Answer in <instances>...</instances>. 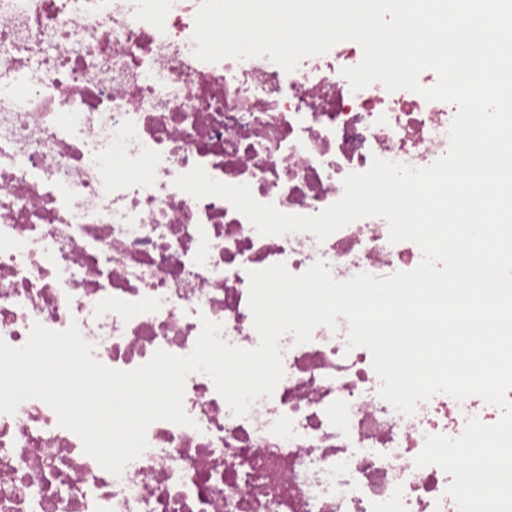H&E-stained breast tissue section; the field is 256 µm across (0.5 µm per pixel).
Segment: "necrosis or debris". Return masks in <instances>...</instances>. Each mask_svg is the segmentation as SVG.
Masks as SVG:
<instances>
[{
    "mask_svg": "<svg viewBox=\"0 0 512 512\" xmlns=\"http://www.w3.org/2000/svg\"><path fill=\"white\" fill-rule=\"evenodd\" d=\"M203 0H0V339L33 324H78L93 355L134 369L157 350L189 354L202 320L230 344L259 336L252 270L332 277L415 269L411 241L386 219L354 221L324 242L259 234L227 200L174 186L195 166L256 201L310 216L373 158L424 168L446 154L454 104L343 76V44L291 72L269 57L195 55ZM348 323L311 341L279 340L271 397L234 415L212 380L190 374L193 426L153 422L121 475L83 451L43 401L0 414V512H458L440 466H416L426 437L499 421L478 396L438 393L414 414L383 400Z\"/></svg>",
    "mask_w": 512,
    "mask_h": 512,
    "instance_id": "necrosis-or-debris-1",
    "label": "necrosis or debris"
}]
</instances>
